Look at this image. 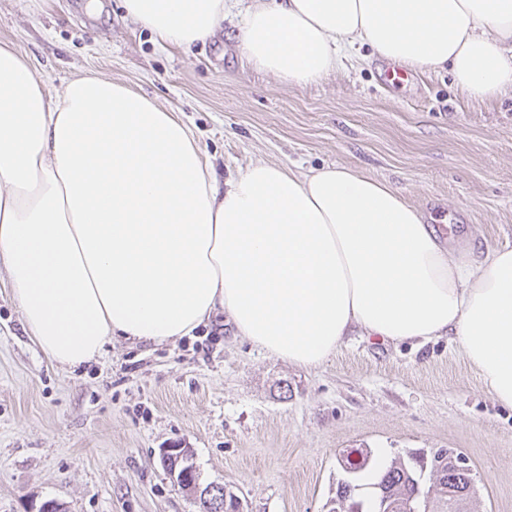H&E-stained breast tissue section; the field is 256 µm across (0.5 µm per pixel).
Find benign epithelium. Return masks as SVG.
Returning <instances> with one entry per match:
<instances>
[{
  "label": "benign epithelium",
  "instance_id": "7a95c632",
  "mask_svg": "<svg viewBox=\"0 0 512 512\" xmlns=\"http://www.w3.org/2000/svg\"><path fill=\"white\" fill-rule=\"evenodd\" d=\"M161 463L172 480L188 491L196 499L202 500L207 512H243L242 502L238 497H229V492L221 484L213 483L207 489L191 481L195 472L189 449L180 446H167L160 449ZM454 469L462 482L448 485V496L458 497L465 494L474 484V474L468 459L462 454L453 455ZM381 512H420L415 498L394 500L383 496Z\"/></svg>",
  "mask_w": 512,
  "mask_h": 512
}]
</instances>
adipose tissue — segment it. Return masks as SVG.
<instances>
[{"mask_svg":"<svg viewBox=\"0 0 512 512\" xmlns=\"http://www.w3.org/2000/svg\"><path fill=\"white\" fill-rule=\"evenodd\" d=\"M163 46L212 38L224 0H121ZM239 44L308 86L361 46L448 70L474 99L512 91V0H254ZM0 263L45 358L77 368L121 338L164 344L217 311L304 369L352 331L456 342L512 406V247L451 251L393 186L346 166L250 165L219 184L175 112L96 76L51 95L0 42Z\"/></svg>","mask_w":512,"mask_h":512,"instance_id":"ef3b65f1","label":"adipose tissue"}]
</instances>
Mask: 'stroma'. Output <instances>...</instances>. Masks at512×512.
<instances>
[{
	"label": "stroma",
	"mask_w": 512,
	"mask_h": 512,
	"mask_svg": "<svg viewBox=\"0 0 512 512\" xmlns=\"http://www.w3.org/2000/svg\"><path fill=\"white\" fill-rule=\"evenodd\" d=\"M0 0V40L50 94L86 73L126 84L192 130L219 182L254 163L359 168L400 189L456 250L512 244V94L472 99L448 72L388 86L362 47L336 75L283 84L241 55L243 0L206 44L162 50L118 0ZM193 450L202 482L244 512H325L346 449L467 456L481 512H512V407L456 344L352 336L306 370L236 336L224 313L154 347L115 340L71 369L39 352L0 263V512H199L160 448Z\"/></svg>",
	"instance_id": "obj_1"
}]
</instances>
